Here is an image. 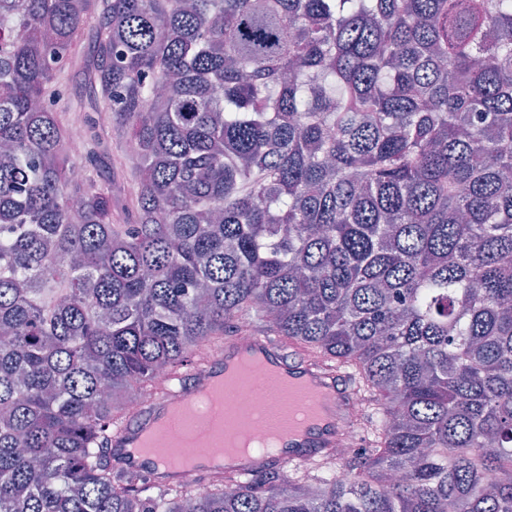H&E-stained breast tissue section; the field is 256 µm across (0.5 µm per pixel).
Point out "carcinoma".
I'll use <instances>...</instances> for the list:
<instances>
[{"mask_svg": "<svg viewBox=\"0 0 512 512\" xmlns=\"http://www.w3.org/2000/svg\"><path fill=\"white\" fill-rule=\"evenodd\" d=\"M242 330L345 373L367 446L111 461ZM0 512H512V0H0Z\"/></svg>", "mask_w": 512, "mask_h": 512, "instance_id": "obj_1", "label": "carcinoma"}]
</instances>
